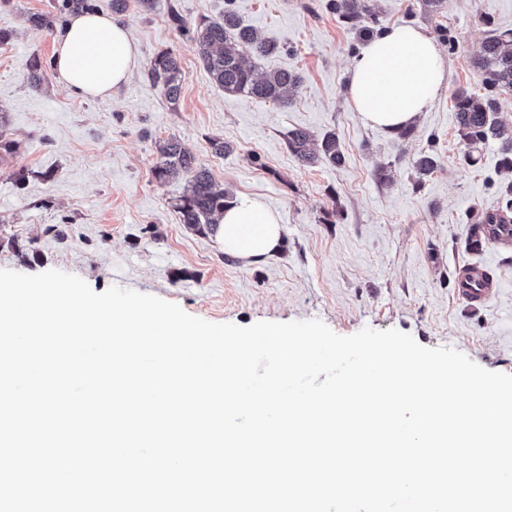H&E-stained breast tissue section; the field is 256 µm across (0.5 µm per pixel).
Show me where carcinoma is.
<instances>
[{"label": "carcinoma", "mask_w": 512, "mask_h": 512, "mask_svg": "<svg viewBox=\"0 0 512 512\" xmlns=\"http://www.w3.org/2000/svg\"><path fill=\"white\" fill-rule=\"evenodd\" d=\"M330 7L338 19L361 37L376 33V14L371 0H330ZM169 20L179 31L187 33L198 45L204 66L211 79L226 93L242 94L260 102L280 105L290 103L301 86L298 73L286 69L255 74L247 66L245 55L262 59L278 51L274 43L257 38L253 29L244 24L233 8V0H224V13L215 19H203L188 25L176 10ZM475 68L484 92L476 94L465 88L454 93V107L460 136L470 148L468 161L476 158L473 150L490 140L500 141L501 168L512 171V126L499 119L500 96L512 94V30L494 29L485 39ZM151 84L174 102L182 90L183 69L177 57L163 52L154 57L147 70ZM288 149L305 166L320 160L334 165L345 161L341 143L334 132H326L317 149L310 148L311 135L304 129L288 131ZM158 160L152 169L160 183L184 176L188 178L186 192L174 204L180 223L196 231H205L217 223L224 209L233 203V197L213 178L209 170L182 149L175 139L157 144ZM418 175L429 174L437 167L430 153H423L413 162ZM501 201L493 210L468 212L464 223L469 225L468 241L476 238L490 240L504 247L512 245V236L501 235L499 226L512 225V182L498 188Z\"/></svg>", "instance_id": "1"}]
</instances>
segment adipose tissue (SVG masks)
I'll return each mask as SVG.
<instances>
[{"label": "adipose tissue", "instance_id": "1", "mask_svg": "<svg viewBox=\"0 0 512 512\" xmlns=\"http://www.w3.org/2000/svg\"><path fill=\"white\" fill-rule=\"evenodd\" d=\"M139 50L111 14L72 16L54 45V69L65 87L87 97H107L134 72ZM446 87L436 40L424 29L396 25L369 40L348 70L347 98L362 121L389 132L413 124ZM211 233L217 244L245 262L277 254L278 213L260 198L239 197Z\"/></svg>", "mask_w": 512, "mask_h": 512}]
</instances>
